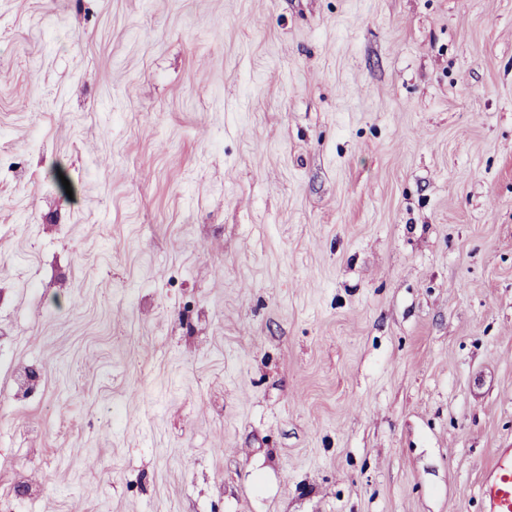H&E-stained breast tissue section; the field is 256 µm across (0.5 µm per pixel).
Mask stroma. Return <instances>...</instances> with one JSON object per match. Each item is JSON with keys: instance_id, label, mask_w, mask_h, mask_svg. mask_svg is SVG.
<instances>
[{"instance_id": "35a3bbf8", "label": "stroma", "mask_w": 512, "mask_h": 512, "mask_svg": "<svg viewBox=\"0 0 512 512\" xmlns=\"http://www.w3.org/2000/svg\"><path fill=\"white\" fill-rule=\"evenodd\" d=\"M512 448V0H0V512H481Z\"/></svg>"}]
</instances>
